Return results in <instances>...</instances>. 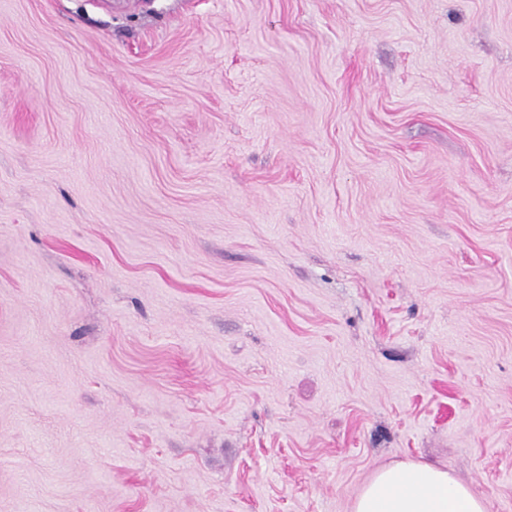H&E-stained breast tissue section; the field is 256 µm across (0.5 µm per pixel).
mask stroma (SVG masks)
Returning <instances> with one entry per match:
<instances>
[{
  "label": "stroma",
  "instance_id": "35a3bbf8",
  "mask_svg": "<svg viewBox=\"0 0 512 512\" xmlns=\"http://www.w3.org/2000/svg\"><path fill=\"white\" fill-rule=\"evenodd\" d=\"M512 512V0H0V512ZM353 512H485L468 485L447 469L407 460L377 470Z\"/></svg>",
  "mask_w": 512,
  "mask_h": 512
}]
</instances>
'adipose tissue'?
Listing matches in <instances>:
<instances>
[{"instance_id": "ef3b65f1", "label": "adipose tissue", "mask_w": 512, "mask_h": 512, "mask_svg": "<svg viewBox=\"0 0 512 512\" xmlns=\"http://www.w3.org/2000/svg\"><path fill=\"white\" fill-rule=\"evenodd\" d=\"M353 512H485L468 485L451 472L407 460L377 470L357 496Z\"/></svg>"}]
</instances>
